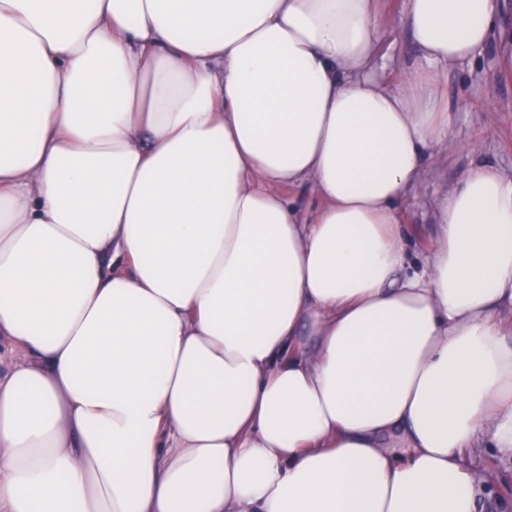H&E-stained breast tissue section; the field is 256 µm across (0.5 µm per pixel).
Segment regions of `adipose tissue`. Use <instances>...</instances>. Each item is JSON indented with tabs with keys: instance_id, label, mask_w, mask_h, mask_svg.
I'll list each match as a JSON object with an SVG mask.
<instances>
[{
	"instance_id": "1",
	"label": "adipose tissue",
	"mask_w": 512,
	"mask_h": 512,
	"mask_svg": "<svg viewBox=\"0 0 512 512\" xmlns=\"http://www.w3.org/2000/svg\"><path fill=\"white\" fill-rule=\"evenodd\" d=\"M500 0H0V512H477L512 179L396 204ZM310 185L318 209L283 187ZM383 27L379 40L378 73L392 86L403 80L402 69L411 64L414 49L407 29L402 25V0L376 2Z\"/></svg>"
}]
</instances>
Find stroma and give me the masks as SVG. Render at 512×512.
Returning a JSON list of instances; mask_svg holds the SVG:
<instances>
[{
    "label": "stroma",
    "mask_w": 512,
    "mask_h": 512,
    "mask_svg": "<svg viewBox=\"0 0 512 512\" xmlns=\"http://www.w3.org/2000/svg\"><path fill=\"white\" fill-rule=\"evenodd\" d=\"M403 0H378L383 27L378 72L391 85H400L402 70L411 64L414 49L402 25ZM455 122L446 142L424 161L423 175L397 208L406 229L410 270H417L433 245L434 200L443 195L475 162H486L512 176V64L503 59L500 40L492 38L475 58L442 75ZM465 463L484 477L479 512H512V455L491 448L468 453Z\"/></svg>",
    "instance_id": "1"
}]
</instances>
